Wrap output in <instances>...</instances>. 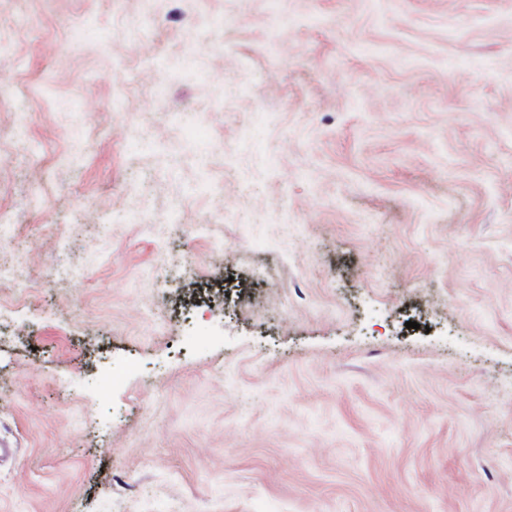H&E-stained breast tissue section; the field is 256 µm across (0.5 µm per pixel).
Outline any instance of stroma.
Masks as SVG:
<instances>
[{"instance_id":"35a3bbf8","label":"stroma","mask_w":512,"mask_h":512,"mask_svg":"<svg viewBox=\"0 0 512 512\" xmlns=\"http://www.w3.org/2000/svg\"><path fill=\"white\" fill-rule=\"evenodd\" d=\"M0 44V512H512V0Z\"/></svg>"}]
</instances>
